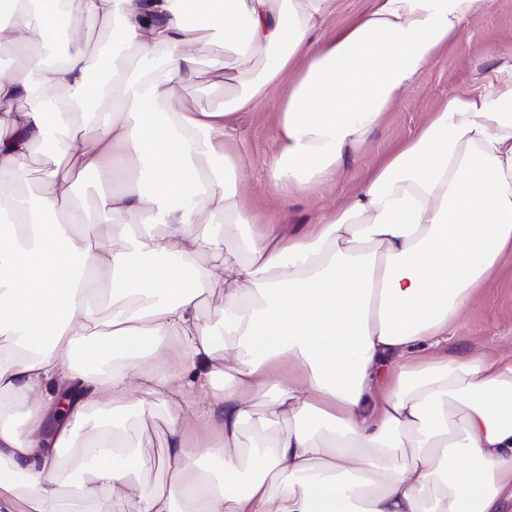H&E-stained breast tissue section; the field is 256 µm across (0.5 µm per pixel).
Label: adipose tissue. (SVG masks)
<instances>
[{
    "instance_id": "adipose-tissue-1",
    "label": "adipose tissue",
    "mask_w": 512,
    "mask_h": 512,
    "mask_svg": "<svg viewBox=\"0 0 512 512\" xmlns=\"http://www.w3.org/2000/svg\"><path fill=\"white\" fill-rule=\"evenodd\" d=\"M332 4L0 0V48L31 53L0 79V512H512V359L444 352L512 256V81L449 98L306 232L237 203L228 128L288 70L268 167L284 201L333 181L484 6L375 0L313 41ZM64 15L154 57L74 36L47 60ZM206 36L266 63L192 117L172 103ZM35 141L62 158L31 199ZM106 169L134 179L87 209L81 178ZM208 220L247 232L231 247ZM135 385L171 411L158 482L114 418L149 412ZM210 422L214 468L185 439Z\"/></svg>"
}]
</instances>
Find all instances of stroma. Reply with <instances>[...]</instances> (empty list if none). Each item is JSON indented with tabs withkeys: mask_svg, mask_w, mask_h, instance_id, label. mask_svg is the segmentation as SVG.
<instances>
[{
	"mask_svg": "<svg viewBox=\"0 0 512 512\" xmlns=\"http://www.w3.org/2000/svg\"><path fill=\"white\" fill-rule=\"evenodd\" d=\"M174 104L180 112H202L222 105L224 77L235 63L219 41L208 42L197 66ZM512 78V0H486V6L464 23L456 38L420 73L399 104L386 112L379 126L339 172L334 184L280 203L268 181L274 151L273 133L279 117L281 90H272L252 112H240L232 123L244 166L238 200L259 211L265 221L283 231H301L325 210L343 205L365 173L394 143L413 137L431 112L449 95L473 90L488 78ZM482 350L512 355V258L500 277L483 288L464 314L458 336L449 340L452 354ZM131 437L146 456L161 453L168 429V412L161 401L144 416H130Z\"/></svg>",
	"mask_w": 512,
	"mask_h": 512,
	"instance_id": "35a3bbf8",
	"label": "stroma"
}]
</instances>
